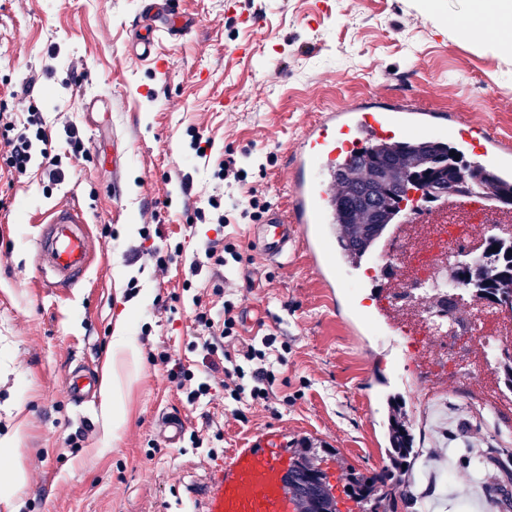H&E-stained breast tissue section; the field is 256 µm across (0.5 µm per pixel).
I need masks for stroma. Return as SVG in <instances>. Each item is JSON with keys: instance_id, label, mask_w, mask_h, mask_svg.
Instances as JSON below:
<instances>
[{"instance_id": "35a3bbf8", "label": "stroma", "mask_w": 512, "mask_h": 512, "mask_svg": "<svg viewBox=\"0 0 512 512\" xmlns=\"http://www.w3.org/2000/svg\"><path fill=\"white\" fill-rule=\"evenodd\" d=\"M197 25L161 40L165 73L131 60L126 43L138 0H0V100L42 114L49 156L11 174L0 143V449L26 475L22 490L0 485V512H193L191 490L209 491L211 459L182 437L168 446L154 429L164 413L189 431L207 429L219 456L258 433H280L321 456L331 485L348 470L377 473L388 448L385 400L366 391L383 372L414 436L401 469L407 490L395 512H489L482 489L512 479V445L473 414L463 383L412 409L403 379L410 358L358 335L337 315L302 251L258 261L249 219L192 222L210 198L228 203L237 185L215 172L225 149L271 206H286V153L328 108L366 95L399 96L458 114L512 139V57L485 51L448 27L461 0L436 11L414 0H180ZM259 16L252 27L247 17ZM246 53H239V45ZM233 111H225V103ZM211 142L198 158L195 136ZM55 157L62 180L49 178ZM79 205L103 258L70 288L43 287L34 240L58 203ZM232 238L243 259L231 277L243 338L259 326L288 346L272 409L236 421L223 387L191 401L159 360L169 353L196 376L210 356L196 348L201 298L221 307L222 284L206 252ZM179 249L166 268L156 251ZM126 328L137 355L117 352ZM101 370L121 383L120 420L95 399L75 406L66 380ZM450 468L448 486L439 467Z\"/></svg>"}]
</instances>
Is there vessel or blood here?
<instances>
[{"mask_svg":"<svg viewBox=\"0 0 512 512\" xmlns=\"http://www.w3.org/2000/svg\"><path fill=\"white\" fill-rule=\"evenodd\" d=\"M195 25L184 14L179 0H140L133 34L128 46L132 59L148 60L161 37L180 39ZM454 138L465 153L480 158L483 166L501 182H512V141L486 133L473 137L453 114L410 103L398 97L362 98L332 109L308 126L291 152V182L286 208L271 210L251 233L261 256L277 261L287 258L297 239H305L309 261L322 282H329L330 269L323 263L335 222L333 199L336 186L330 173L341 161H352L365 139L381 142L427 138L442 142ZM501 227L512 224V206L493 191L480 190L471 196L439 195L425 206L401 209L393 214L369 260L391 257L400 247L421 242L428 260L446 263L448 253L433 244V225L453 221L461 209ZM87 218L74 205L53 207L41 220L37 249L58 285H76L97 256V250L82 230ZM404 274L382 277L371 287V308L358 312V319L376 336H398L408 326L404 311L394 305ZM100 378L76 375L67 392L77 403L96 394ZM292 461L280 436L272 431L256 435L246 447L234 449L211 472L214 489L194 494L196 512H297L296 501L284 487L283 478Z\"/></svg>","mask_w":512,"mask_h":512,"instance_id":"vessel-or-blood-1","label":"vessel or blood"}]
</instances>
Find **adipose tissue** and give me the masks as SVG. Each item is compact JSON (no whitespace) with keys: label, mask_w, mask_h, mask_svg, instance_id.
Returning a JSON list of instances; mask_svg holds the SVG:
<instances>
[{"label":"adipose tissue","mask_w":512,"mask_h":512,"mask_svg":"<svg viewBox=\"0 0 512 512\" xmlns=\"http://www.w3.org/2000/svg\"><path fill=\"white\" fill-rule=\"evenodd\" d=\"M451 24L463 38L499 55L512 54V0H465Z\"/></svg>","instance_id":"1"}]
</instances>
